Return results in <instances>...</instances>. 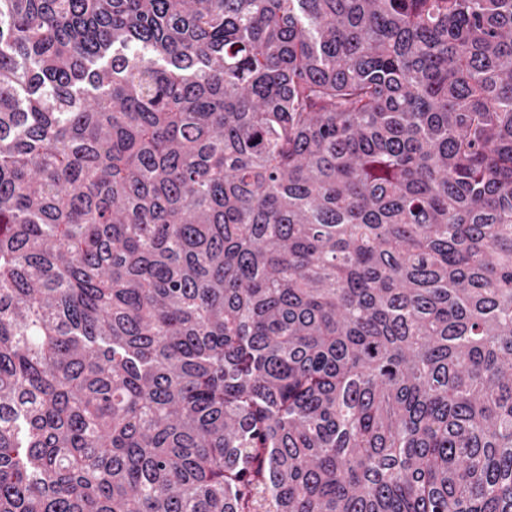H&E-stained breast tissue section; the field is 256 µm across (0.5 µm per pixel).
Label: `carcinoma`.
I'll return each mask as SVG.
<instances>
[{"instance_id": "carcinoma-1", "label": "carcinoma", "mask_w": 512, "mask_h": 512, "mask_svg": "<svg viewBox=\"0 0 512 512\" xmlns=\"http://www.w3.org/2000/svg\"><path fill=\"white\" fill-rule=\"evenodd\" d=\"M0 512H512V0H0Z\"/></svg>"}]
</instances>
